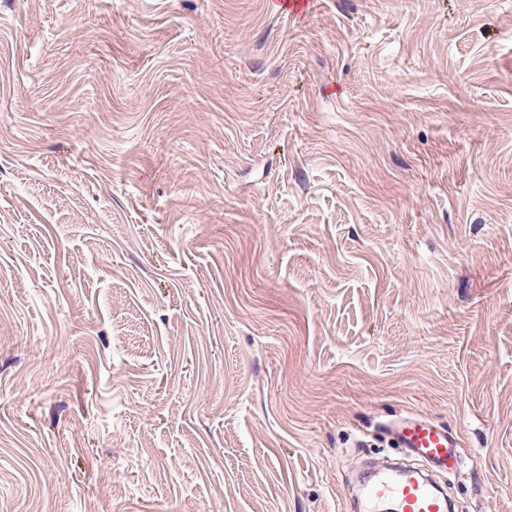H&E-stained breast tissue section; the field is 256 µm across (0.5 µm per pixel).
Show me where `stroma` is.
<instances>
[{
	"label": "stroma",
	"mask_w": 512,
	"mask_h": 512,
	"mask_svg": "<svg viewBox=\"0 0 512 512\" xmlns=\"http://www.w3.org/2000/svg\"><path fill=\"white\" fill-rule=\"evenodd\" d=\"M278 2L0 0V512H512V0ZM392 444L440 474L455 475L461 467V437L457 431L422 415L393 419L385 425ZM384 502L392 503L394 512H449L451 499L420 470L411 468L382 473L369 485L366 506Z\"/></svg>",
	"instance_id": "stroma-1"
}]
</instances>
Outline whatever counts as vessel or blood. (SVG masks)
<instances>
[{
	"label": "vessel or blood",
	"mask_w": 512,
	"mask_h": 512,
	"mask_svg": "<svg viewBox=\"0 0 512 512\" xmlns=\"http://www.w3.org/2000/svg\"><path fill=\"white\" fill-rule=\"evenodd\" d=\"M385 431L395 447L426 463L440 474H457L461 467V437L458 432L422 415L389 421ZM389 502L394 512H450V500L420 470L385 472L369 485L367 507Z\"/></svg>",
	"instance_id": "obj_1"
}]
</instances>
